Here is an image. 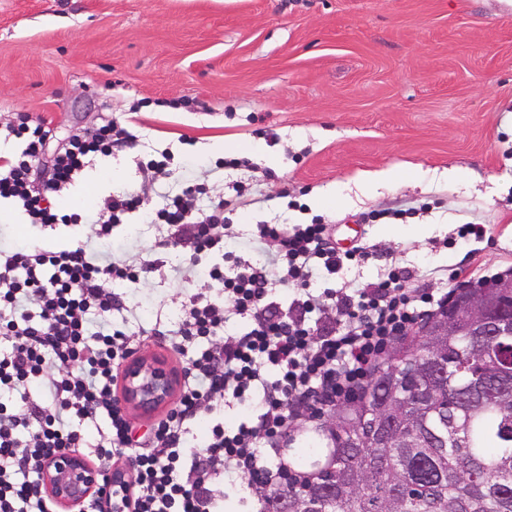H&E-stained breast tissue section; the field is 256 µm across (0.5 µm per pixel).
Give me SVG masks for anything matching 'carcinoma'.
<instances>
[{"instance_id": "1", "label": "carcinoma", "mask_w": 512, "mask_h": 512, "mask_svg": "<svg viewBox=\"0 0 512 512\" xmlns=\"http://www.w3.org/2000/svg\"><path fill=\"white\" fill-rule=\"evenodd\" d=\"M442 331L429 318L373 369L331 416L328 448L295 450L302 472L267 493V512H512V395L477 390L512 361V337Z\"/></svg>"}]
</instances>
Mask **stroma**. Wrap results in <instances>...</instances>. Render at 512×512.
<instances>
[{
	"mask_svg": "<svg viewBox=\"0 0 512 512\" xmlns=\"http://www.w3.org/2000/svg\"><path fill=\"white\" fill-rule=\"evenodd\" d=\"M184 98L194 110L168 108ZM19 112L49 123V159L106 120L138 137L85 169L64 212L133 188L153 209L190 177L214 198L243 183L251 200L224 212L242 259L278 249L258 225L315 220L341 249L372 251L313 279L314 293L395 268L433 291L512 274V0H0V127ZM164 151L169 174L151 180L143 167ZM387 170L393 182L376 181ZM395 209L405 218L366 219ZM468 223L484 236L461 238ZM168 234L140 219L113 229L117 259L155 267L112 284V316L132 333L159 328L136 351L177 368L167 333L208 284ZM0 240L98 244L87 224L33 235L6 204Z\"/></svg>",
	"mask_w": 512,
	"mask_h": 512,
	"instance_id": "1",
	"label": "stroma"
}]
</instances>
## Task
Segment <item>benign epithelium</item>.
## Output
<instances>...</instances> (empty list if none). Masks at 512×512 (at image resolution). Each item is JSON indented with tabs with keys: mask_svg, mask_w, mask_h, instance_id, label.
Listing matches in <instances>:
<instances>
[{
	"mask_svg": "<svg viewBox=\"0 0 512 512\" xmlns=\"http://www.w3.org/2000/svg\"><path fill=\"white\" fill-rule=\"evenodd\" d=\"M504 310L505 304L496 299L465 296L459 300L455 314L448 317V325L462 318L474 336H499L503 327L512 322ZM177 383L175 370L163 359L136 355L123 367L120 399L127 409L149 415L171 404ZM41 484L60 512H74L91 497L105 505L103 512H124L128 505L104 492L99 472L78 451L62 450L46 459Z\"/></svg>",
	"mask_w": 512,
	"mask_h": 512,
	"instance_id": "7a95c632",
	"label": "benign epithelium"
}]
</instances>
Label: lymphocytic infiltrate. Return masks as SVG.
I'll return each instance as SVG.
<instances>
[{"mask_svg":"<svg viewBox=\"0 0 512 512\" xmlns=\"http://www.w3.org/2000/svg\"><path fill=\"white\" fill-rule=\"evenodd\" d=\"M5 130L23 148L0 156V201L41 230L77 223V215L60 213L57 194L90 161L111 156L117 145L112 122L70 137L37 189L29 174L42 159L49 127L21 114ZM226 205L204 188L186 186L166 195L150 221L185 228L197 264L202 255L224 251ZM141 208L140 194L128 190L111 196L88 221L97 238L108 240ZM258 232L279 243L268 266L244 264L231 277L223 266H211L208 283L220 300L192 302L170 347L184 353L187 342L217 335L231 314L248 318L250 329L188 359L183 371L189 384L156 424L148 450L133 439L118 397L119 369L133 349L126 327L112 319L116 300L107 289L114 281H136V269L85 246L0 251V395L23 407L11 413L0 404V512H57L38 480L43 461L82 447L78 423L100 417L108 421L113 458L135 464L133 485L119 491L131 512H223V499L206 486L210 475L221 474L228 493L243 489L255 496L275 487L288 466L282 450L293 423L352 401L382 356L448 302L447 294L409 287L406 276L393 270L314 297L305 290L310 277L367 259L368 248L338 251L328 224H297L289 231L262 224ZM274 269L297 293L286 318L268 300ZM49 357L60 371L48 380ZM41 382L49 398L37 404L29 391ZM233 402L254 403V414L233 426L211 424L205 446H197L192 424Z\"/></svg>","mask_w":512,"mask_h":512,"instance_id":"1","label":"lymphocytic infiltrate"}]
</instances>
